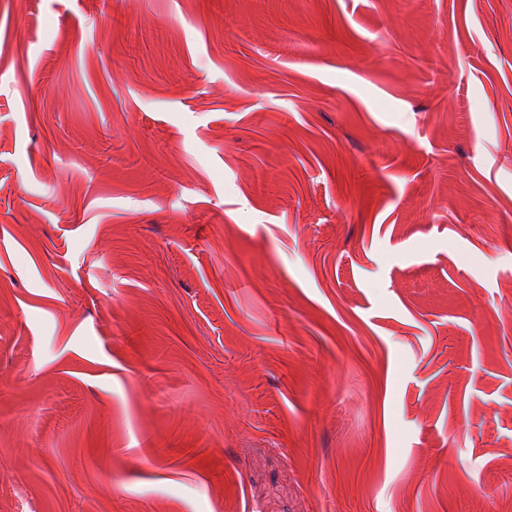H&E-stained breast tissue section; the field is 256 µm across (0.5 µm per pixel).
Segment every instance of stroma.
<instances>
[{
  "mask_svg": "<svg viewBox=\"0 0 512 512\" xmlns=\"http://www.w3.org/2000/svg\"><path fill=\"white\" fill-rule=\"evenodd\" d=\"M0 512H512V0H0Z\"/></svg>",
  "mask_w": 512,
  "mask_h": 512,
  "instance_id": "1",
  "label": "stroma"
}]
</instances>
